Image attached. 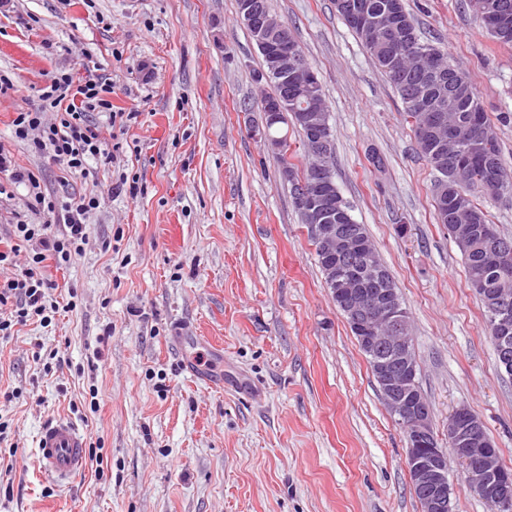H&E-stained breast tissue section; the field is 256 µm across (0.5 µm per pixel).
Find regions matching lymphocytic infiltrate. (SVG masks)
<instances>
[{"label": "lymphocytic infiltrate", "mask_w": 512, "mask_h": 512, "mask_svg": "<svg viewBox=\"0 0 512 512\" xmlns=\"http://www.w3.org/2000/svg\"><path fill=\"white\" fill-rule=\"evenodd\" d=\"M112 86L102 79H74L63 74L55 77L40 95L41 107L17 113L13 120L17 138L31 140L35 149L60 164L68 173L84 172L88 160L104 165L116 163L117 156L105 148L91 112L108 113L111 121L127 122L131 113L112 109L109 96ZM54 111L55 122H47L46 111ZM29 197L47 213H61L65 230L54 234L50 225L30 224L20 220L10 230L12 244L0 249V307L10 306L8 317L0 316V338L12 336L15 326L40 319L48 324L57 313L56 305L47 298L54 283L45 273L47 260L70 262L83 252L88 239L86 220L97 209L94 196H79L60 203L47 197L38 176L17 173Z\"/></svg>", "instance_id": "lymphocytic-infiltrate-1"}]
</instances>
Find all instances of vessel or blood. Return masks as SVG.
<instances>
[{"instance_id":"vessel-or-blood-1","label":"vessel or blood","mask_w":512,"mask_h":512,"mask_svg":"<svg viewBox=\"0 0 512 512\" xmlns=\"http://www.w3.org/2000/svg\"><path fill=\"white\" fill-rule=\"evenodd\" d=\"M87 439L68 419L51 421L37 440V460L41 472L59 484L71 482L87 463Z\"/></svg>"}]
</instances>
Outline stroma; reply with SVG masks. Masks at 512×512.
<instances>
[{"label":"stroma","instance_id":"1","mask_svg":"<svg viewBox=\"0 0 512 512\" xmlns=\"http://www.w3.org/2000/svg\"><path fill=\"white\" fill-rule=\"evenodd\" d=\"M320 79L336 184L410 317L440 447L473 411L512 469V378L497 367L462 256L434 217L435 173L403 105L333 0H269ZM462 67L512 172V46L464 0H406ZM236 0H11L0 9V236L30 210L17 172L63 201L98 196L81 257L48 266L59 311L0 339V512H421L405 433L325 285L276 161L256 136L267 83ZM61 72L112 85L125 125L93 113L119 166L70 174L16 138ZM383 159L375 168L369 151ZM126 184H119V177ZM195 344L179 345L176 328ZM207 364L206 378L185 369ZM89 441L65 486L37 464L44 423Z\"/></svg>","mask_w":512,"mask_h":512}]
</instances>
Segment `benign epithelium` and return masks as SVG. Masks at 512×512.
<instances>
[{"label":"benign epithelium","instance_id":"1","mask_svg":"<svg viewBox=\"0 0 512 512\" xmlns=\"http://www.w3.org/2000/svg\"><path fill=\"white\" fill-rule=\"evenodd\" d=\"M239 19L257 36L268 59V69L261 77L270 80L282 78L284 96L269 101L261 110L269 118L276 112L288 109V100L297 98L303 89L311 87L317 79L316 73L301 66L297 52L290 48L292 33L278 18L264 11L260 0H239ZM389 20L405 41L415 40L401 19L396 5L389 7ZM424 88H448V75L439 70L425 72L420 79ZM319 104L309 98L306 109L299 118L314 128L318 144L330 141L328 131L314 124V113ZM313 224L309 225L314 238L326 243V260L339 255L336 247L349 237L342 224L325 223L324 212L309 208ZM483 238L493 244L491 261L503 273L512 270V248L496 241L493 227L483 229ZM338 293L343 306L351 314L358 332L371 343H380L386 348V358L376 365V373L384 392L385 402L406 433L408 443L407 469L412 485L420 492L421 512H447L451 509V488L448 484L449 458L458 463L461 481L470 489L489 500L497 512L512 509V473L504 469L492 444L481 435L480 420L466 407L455 409L448 417V447L438 445L432 427V411L415 382V363L409 350V337L396 332L392 336L378 335L377 325L391 324L398 320L399 305L395 295L385 289L377 293H364L352 289V280L338 283ZM496 315L495 339L503 354L512 348V309L506 296L491 299Z\"/></svg>","mask_w":512,"mask_h":512}]
</instances>
